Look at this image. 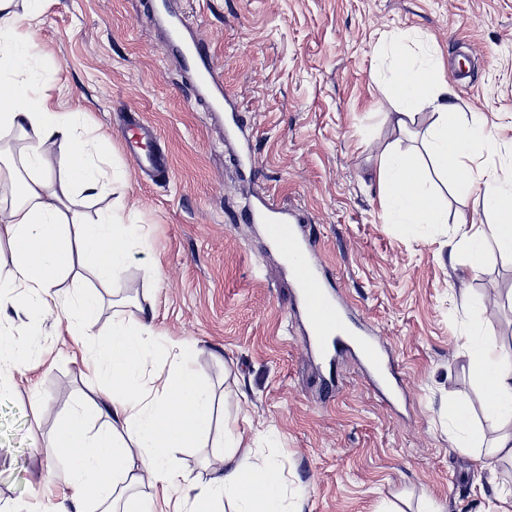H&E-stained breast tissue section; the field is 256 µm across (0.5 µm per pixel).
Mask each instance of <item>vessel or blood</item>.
<instances>
[{
	"mask_svg": "<svg viewBox=\"0 0 512 512\" xmlns=\"http://www.w3.org/2000/svg\"><path fill=\"white\" fill-rule=\"evenodd\" d=\"M146 16L182 56L208 110L238 112L237 100L225 88L199 32L174 15L160 16L153 5ZM127 124L134 135L127 139L126 150L138 171L156 181L168 178L170 161L156 145L153 126L133 115ZM241 219L262 225L266 241L281 257L293 290L292 310L315 356L330 366L343 354L355 355L378 390H389L393 379L389 354L372 330L354 321L338 292L329 287L325 268L314 258L315 244L305 230L306 216L274 199L259 197L244 208Z\"/></svg>",
	"mask_w": 512,
	"mask_h": 512,
	"instance_id": "1",
	"label": "vessel or blood"
}]
</instances>
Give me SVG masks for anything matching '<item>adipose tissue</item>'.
I'll return each instance as SVG.
<instances>
[{"mask_svg": "<svg viewBox=\"0 0 512 512\" xmlns=\"http://www.w3.org/2000/svg\"><path fill=\"white\" fill-rule=\"evenodd\" d=\"M42 0H26L15 11L13 0H0V133L19 130L27 140L22 170L10 171L13 203L0 215V239L10 245L11 278L0 285V310L22 297L28 304L57 309L75 317L71 335H86L100 311V298L79 288L74 296L59 292L74 264H81L101 285H111L124 269L138 238L125 207L88 220L72 205L71 193L104 188L106 173L96 163L106 138L90 135L78 113L59 112L39 94L33 63L39 55L34 27ZM397 64L391 118L402 130L418 110L430 109L429 151L441 180L459 187L482 183V210L488 223L462 226L459 243L469 272L485 263L488 243L512 255V167L473 168L478 150L492 149L484 123L459 111L447 81L431 64L410 61L404 41L390 47ZM59 156L58 172L48 167ZM377 188L393 223L414 231L422 224H444L448 208L426 184L420 159L392 146L378 162ZM159 343L146 319L112 317V330L91 358L94 373L112 380L99 390L92 408L74 409L55 432L51 447L76 455L73 477L75 512L88 504L102 512H165L164 506L186 484L172 462L173 451L206 443L212 408L208 389L183 352L163 351L170 369L163 381L147 368ZM481 388L483 410L497 426L489 451L512 459V350L501 349L484 332L461 345ZM99 418L91 428V418ZM241 436L225 435L224 451L212 471L206 497L182 500L179 512H301L289 503L282 466L256 450L242 449ZM150 481L160 497L133 494L134 485Z\"/></svg>", "mask_w": 512, "mask_h": 512, "instance_id": "adipose-tissue-1", "label": "adipose tissue"}]
</instances>
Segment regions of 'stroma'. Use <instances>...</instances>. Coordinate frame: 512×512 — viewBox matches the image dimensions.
<instances>
[{
	"label": "stroma",
	"mask_w": 512,
	"mask_h": 512,
	"mask_svg": "<svg viewBox=\"0 0 512 512\" xmlns=\"http://www.w3.org/2000/svg\"><path fill=\"white\" fill-rule=\"evenodd\" d=\"M197 26L248 120L253 164L239 171L223 118L193 101L181 58L144 20L142 0H44L36 31L38 88L61 111L106 133L104 170L128 172L113 190L75 197L88 218L114 200L135 201L141 236L90 335L73 336L62 313L10 307L0 333L28 361L5 363L0 388V512H63L73 456L47 447L65 417L98 384L86 355L113 312L145 311L153 331L188 349L209 387L211 438L177 449L191 494L205 493L225 430L267 448L284 467L303 512H483L512 485V462L451 447L448 401L481 399L459 347L492 331L512 348V258L489 247L482 271L460 288V221H482L481 187H449L448 221L415 232L389 223L377 190L391 144L424 152L428 111L409 132L385 113L389 43L409 35L415 53L448 79L452 100L478 113L512 160V0H178ZM464 64L469 81L452 77ZM142 114L169 154L163 182L139 179L125 153L127 112ZM300 206L317 256L336 275L354 316L392 352L406 395L380 393L347 357L329 372L309 351L290 310L280 260L242 208L255 195ZM499 302L473 312L474 300Z\"/></svg>",
	"instance_id": "35a3bbf8"
}]
</instances>
